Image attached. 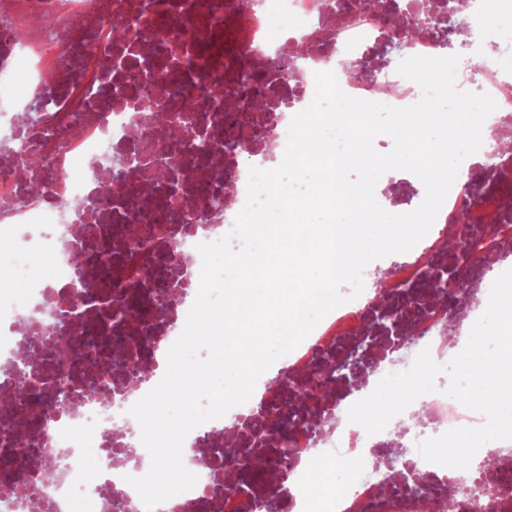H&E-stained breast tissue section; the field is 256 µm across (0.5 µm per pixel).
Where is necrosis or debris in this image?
<instances>
[{
	"instance_id": "necrosis-or-debris-1",
	"label": "necrosis or debris",
	"mask_w": 512,
	"mask_h": 512,
	"mask_svg": "<svg viewBox=\"0 0 512 512\" xmlns=\"http://www.w3.org/2000/svg\"><path fill=\"white\" fill-rule=\"evenodd\" d=\"M196 32L176 39L168 18ZM127 33L113 41V20ZM386 31L380 10L360 7L338 20L334 0H13L0 9V239L20 253L10 287L0 288V512H308V462L335 460L343 495L324 512H512V443L486 448L478 469L442 467L418 446L484 417L429 393L378 433L347 411L387 374L409 369L422 349L447 363L465 346L478 303L456 315L460 288L431 302L429 277L457 269L436 233L412 250L375 260L359 297L327 314L275 376L232 408L230 444H202L211 420L186 438L183 462L198 482L146 509L126 476L150 468L136 447L129 408L162 379L168 350L189 303L159 307V288L189 292L202 270L198 244L230 236L247 198L250 168L279 167L291 119L315 98V73L334 72L349 96L405 107L422 91L378 63ZM483 61L462 58L460 90L497 103L491 141L469 158L481 175L476 199L452 185L436 218L456 224L473 260L469 273L496 278L512 268V210L500 187L512 181V39L470 43ZM474 56V57H475ZM49 98L46 136L20 152L28 104ZM466 223H459V216ZM413 291L412 324L369 332L388 298ZM135 296L137 323L108 320L112 298ZM70 317L79 351L28 359L31 342ZM369 348L362 376L335 371L344 353ZM66 376L72 407L51 418L22 416L29 396L51 400ZM306 420L279 429L287 408ZM409 444L405 464L391 449ZM228 449L229 458L219 455ZM271 448L288 451L277 488L252 482L242 462ZM38 489L39 508L24 493Z\"/></svg>"
}]
</instances>
